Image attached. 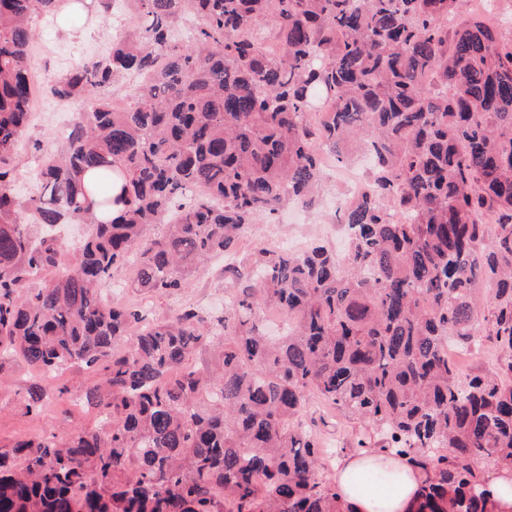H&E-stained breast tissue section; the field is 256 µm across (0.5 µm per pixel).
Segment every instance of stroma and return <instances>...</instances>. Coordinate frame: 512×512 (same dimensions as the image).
<instances>
[{
	"instance_id": "stroma-1",
	"label": "stroma",
	"mask_w": 512,
	"mask_h": 512,
	"mask_svg": "<svg viewBox=\"0 0 512 512\" xmlns=\"http://www.w3.org/2000/svg\"><path fill=\"white\" fill-rule=\"evenodd\" d=\"M124 9L122 18H105L92 5L73 20L49 18L44 23L36 24V40L44 50L32 58L35 74L49 79L59 77L94 56H106L113 39L132 30L131 18L137 9L134 0H126ZM60 120V115L53 114L44 121L32 124L14 158L20 175L36 176L43 159L55 151L60 141L56 132ZM345 191V184L336 174H327L318 211L293 208L283 212L276 223L258 220L240 238L239 252L251 251L275 237L296 239L304 245L320 239L330 247H338L333 204ZM224 267V262L220 260L201 265L193 274L189 288L178 297H150L130 288L129 271L125 268L114 271L112 280L124 287L122 301L133 306H144L153 314L169 315L189 302L220 315L235 288L233 281L225 276ZM31 376V368L22 359L7 355L0 357V447L11 445L24 436L53 435L64 439L80 431L99 429L95 412L74 402L75 397L82 394L90 383L79 366L70 367L64 374L72 397L71 404L61 406L56 390L50 386L46 388L44 398L48 410L41 414L27 412L25 408ZM302 418L321 445L331 447V454L326 455L324 460L325 468L329 471L335 468L347 449L354 447L358 437L368 431L365 424L348 419L317 401L305 407Z\"/></svg>"
}]
</instances>
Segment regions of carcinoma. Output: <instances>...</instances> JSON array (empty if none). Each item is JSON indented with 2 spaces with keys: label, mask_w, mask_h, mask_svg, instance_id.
<instances>
[{
  "label": "carcinoma",
  "mask_w": 512,
  "mask_h": 512,
  "mask_svg": "<svg viewBox=\"0 0 512 512\" xmlns=\"http://www.w3.org/2000/svg\"><path fill=\"white\" fill-rule=\"evenodd\" d=\"M136 2L132 34L50 85L97 104L22 200L31 20L63 4L0 0V353L40 374L81 365L104 423L0 448V512H345L300 421L311 392L371 428L358 449L423 471L415 512H512L483 475L512 471V39L467 0ZM143 73L114 111L103 91ZM324 146L342 166L369 158L344 253L258 248L226 267L239 288L221 316L103 302L124 265L132 287L176 296L258 218L315 208ZM21 209L85 225L79 251ZM269 307L286 318L276 338L259 327ZM483 326L498 366L461 381L442 344L469 351ZM43 398L37 379L27 409Z\"/></svg>",
  "instance_id": "1"
}]
</instances>
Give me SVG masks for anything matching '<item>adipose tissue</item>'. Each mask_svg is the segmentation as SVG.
<instances>
[{"instance_id":"obj_1","label":"adipose tissue","mask_w":512,"mask_h":512,"mask_svg":"<svg viewBox=\"0 0 512 512\" xmlns=\"http://www.w3.org/2000/svg\"><path fill=\"white\" fill-rule=\"evenodd\" d=\"M422 481L406 458L382 453L345 457L331 477L348 512H414Z\"/></svg>"}]
</instances>
